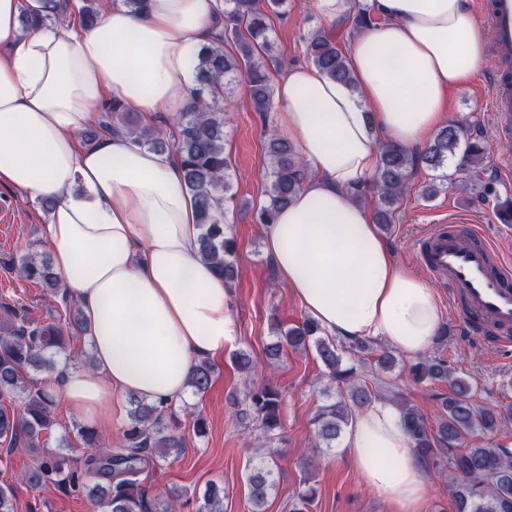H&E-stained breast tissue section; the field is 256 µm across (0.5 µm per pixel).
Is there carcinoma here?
<instances>
[{"label":"carcinoma","instance_id":"1","mask_svg":"<svg viewBox=\"0 0 512 512\" xmlns=\"http://www.w3.org/2000/svg\"><path fill=\"white\" fill-rule=\"evenodd\" d=\"M225 3L228 9L224 10V24L214 29L210 43L198 55L199 98L190 111L180 115L173 141L165 140L158 129L139 125L117 102L109 105L101 126L123 131L142 146L161 152L173 150L180 156L184 180L196 201L202 228L201 255L231 282L236 275L235 242L224 234V194L229 189L225 175L224 103L231 98L227 85L234 80L245 84L253 110L260 115L271 111V72L278 61L272 55L267 31L271 15L280 13L286 0ZM98 15V0H84L79 11L81 25H94ZM229 42L235 46L233 53L224 50ZM306 43L308 59L314 66L334 80L352 83L346 57L335 39L315 31ZM267 149L273 163L272 181L266 201L256 214L257 222L265 225L273 223L276 211L291 201L307 175L295 147L274 131L269 133ZM484 154L481 143L470 140L454 123L441 128L432 143L414 157L400 146H382L379 165L369 185L383 204L376 214L377 223L390 224L393 205L416 163L441 170L448 159L458 156L461 167L471 168L479 164ZM19 273L53 290L60 283L48 262H35L29 256L21 258ZM62 307V324L34 323L9 306L0 312V445H7L10 452L18 448L41 451L28 476L32 487L51 485L84 494L93 500L98 512H175L178 496L149 498L142 486L150 470L184 448L182 438L168 431L165 424V416L174 415L171 404L135 402L123 441L116 448L97 445L94 431L75 424L71 430L74 440L62 438V449L40 450L42 439L51 435L58 423L54 417L56 401L36 374L54 371L56 356L85 332L83 318L65 298ZM277 332L278 340L266 348L269 357H280L286 344L295 349L312 348L330 379L348 388L345 397L325 405L317 416L318 440L331 448L352 421L353 408L370 403L373 396L367 381L354 368L342 367V354L364 352L369 346L324 336L308 318L298 326L279 328ZM410 373L416 381L429 379L448 384L450 394L441 402L435 427L428 425L426 418L402 397H396V404L414 452L425 465L450 472L448 492L455 512H512V449L473 441L481 433L511 424L512 402L476 404L473 385L454 375L442 360L419 361L411 366ZM213 374V366L202 361L193 369L187 386L196 394H204ZM280 407L281 394L276 388L268 383L254 384L245 396V406L235 409L234 415L243 428L255 426L271 441L280 429ZM74 441L86 449L81 469L74 467L64 452ZM271 459L272 452L267 451L247 460L248 497L255 506L253 512L262 508L278 486ZM223 508L224 488L213 484L204 494L198 512H223Z\"/></svg>","mask_w":512,"mask_h":512}]
</instances>
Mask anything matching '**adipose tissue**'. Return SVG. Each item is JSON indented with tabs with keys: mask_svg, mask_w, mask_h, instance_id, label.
Returning <instances> with one entry per match:
<instances>
[{
	"mask_svg": "<svg viewBox=\"0 0 512 512\" xmlns=\"http://www.w3.org/2000/svg\"><path fill=\"white\" fill-rule=\"evenodd\" d=\"M372 2L382 22L349 44L354 84L306 64L277 81L276 125L311 174L268 225L265 250L325 335L414 357L438 333V296L395 261L353 193L382 144L420 145L445 120L450 91L486 64V36L467 0ZM60 3L0 0V185L52 204L44 244L94 357L93 369L64 371L53 395L108 431L115 398L179 402L194 367L222 357L237 329L229 284L201 257L178 154L79 134L109 100L147 121L190 107L224 0H147L139 12L100 0L90 28L53 23ZM26 14L43 25L23 31ZM345 446L391 512H426L425 466L393 404L357 415Z\"/></svg>",
	"mask_w": 512,
	"mask_h": 512,
	"instance_id": "ef3b65f1",
	"label": "adipose tissue"
}]
</instances>
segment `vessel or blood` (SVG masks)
Wrapping results in <instances>:
<instances>
[{"label": "vessel or blood", "instance_id": "vessel-or-blood-1", "mask_svg": "<svg viewBox=\"0 0 512 512\" xmlns=\"http://www.w3.org/2000/svg\"><path fill=\"white\" fill-rule=\"evenodd\" d=\"M492 28L498 60L490 88L496 133L512 136V0H475ZM425 267L448 283V301L462 323L493 333L494 344L512 342V261L481 235L472 219L450 218L417 244Z\"/></svg>", "mask_w": 512, "mask_h": 512}]
</instances>
